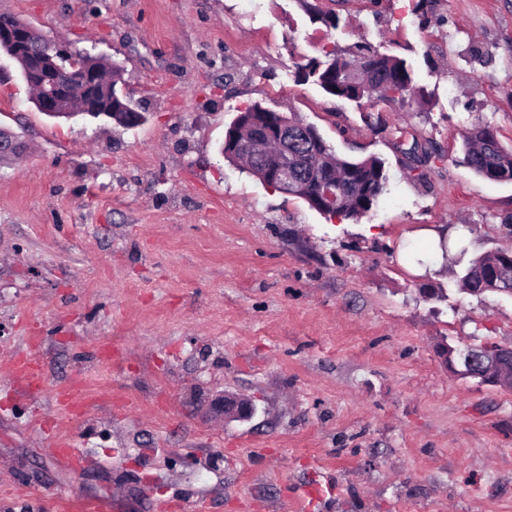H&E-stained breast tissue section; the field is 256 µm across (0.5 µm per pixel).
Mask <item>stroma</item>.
Here are the masks:
<instances>
[{"mask_svg":"<svg viewBox=\"0 0 512 512\" xmlns=\"http://www.w3.org/2000/svg\"><path fill=\"white\" fill-rule=\"evenodd\" d=\"M0 0L120 63L133 128L55 119L0 52V512H512V392L436 353L512 346V297L461 293L466 260L512 246V183L477 176L460 130L512 146V0ZM336 13L338 29L316 16ZM367 41L406 60L426 104L371 109L295 63ZM479 47L487 62L468 61ZM298 113L337 154L382 158L389 192L340 220L220 150L238 110ZM440 160L418 178L395 147ZM465 239L441 256L438 236ZM443 287L447 300L422 296ZM40 384L13 383L11 356ZM80 385L84 408L55 399ZM249 399L227 421L215 395ZM127 409H120V402ZM83 457L52 453L56 431ZM337 487L321 496L325 481Z\"/></svg>","mask_w":512,"mask_h":512,"instance_id":"1","label":"stroma"}]
</instances>
